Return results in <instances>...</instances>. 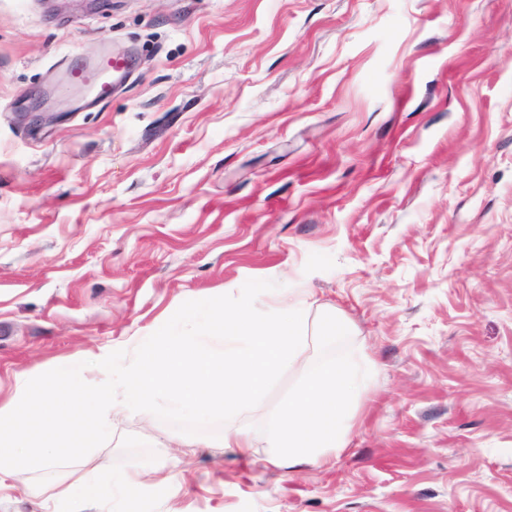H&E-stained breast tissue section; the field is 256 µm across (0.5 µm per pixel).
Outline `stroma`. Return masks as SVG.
Instances as JSON below:
<instances>
[{
    "label": "stroma",
    "mask_w": 512,
    "mask_h": 512,
    "mask_svg": "<svg viewBox=\"0 0 512 512\" xmlns=\"http://www.w3.org/2000/svg\"><path fill=\"white\" fill-rule=\"evenodd\" d=\"M115 44L134 76L71 111ZM283 278L375 362L347 447L200 449L157 512H512V0H0V399Z\"/></svg>",
    "instance_id": "obj_1"
}]
</instances>
